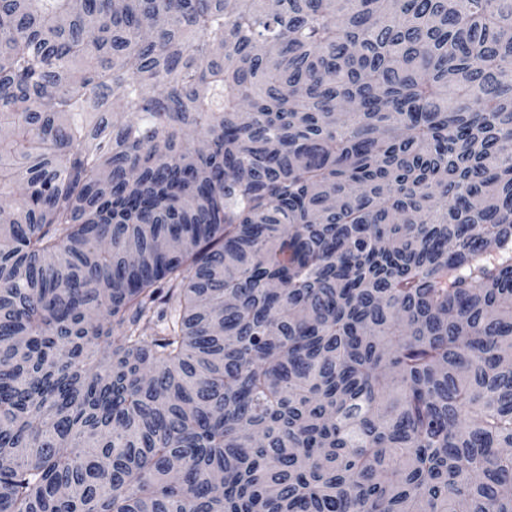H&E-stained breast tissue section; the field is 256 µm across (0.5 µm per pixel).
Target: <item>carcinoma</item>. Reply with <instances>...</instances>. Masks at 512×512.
I'll return each mask as SVG.
<instances>
[{
	"mask_svg": "<svg viewBox=\"0 0 512 512\" xmlns=\"http://www.w3.org/2000/svg\"><path fill=\"white\" fill-rule=\"evenodd\" d=\"M0 512H512V0H0Z\"/></svg>",
	"mask_w": 512,
	"mask_h": 512,
	"instance_id": "carcinoma-1",
	"label": "carcinoma"
}]
</instances>
